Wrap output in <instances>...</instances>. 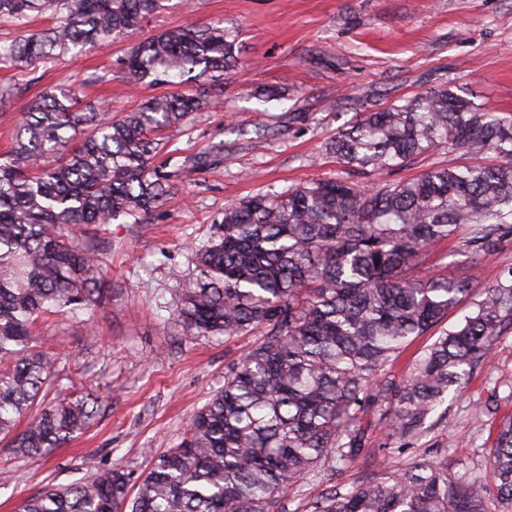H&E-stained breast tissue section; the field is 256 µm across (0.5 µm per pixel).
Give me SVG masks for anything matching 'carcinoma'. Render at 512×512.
<instances>
[{"label":"carcinoma","instance_id":"cac0c4a2","mask_svg":"<svg viewBox=\"0 0 512 512\" xmlns=\"http://www.w3.org/2000/svg\"><path fill=\"white\" fill-rule=\"evenodd\" d=\"M166 0H0V26L26 31L0 40V85L12 96L35 64L87 47L106 48L164 9ZM236 35L221 21L161 32L122 59L143 87L220 80L236 67ZM81 89L35 98L0 154V441L15 455H46L91 425L98 402L46 400L55 358L35 345L46 315L78 318L107 292L94 251L70 241V224H141L173 198L172 174L154 161L163 131L204 111L190 90L159 94L114 118L79 106ZM441 149L495 162L435 167L367 188L330 178L249 196L224 209L221 233L195 249L179 281L174 321L197 337L266 329L228 363L224 386L193 416L180 443L137 481L111 468L89 481L47 485L17 512H274L318 461L345 465L371 452L361 411L388 397L391 430L409 436L489 360L512 326V269L414 359L400 385L381 372L470 292L444 267L411 270L439 243L468 230L466 246L494 254L512 237V115L453 90L429 88L371 112L326 143L347 167L377 174ZM38 412L21 431L22 417ZM490 482L460 483L422 460L311 512H512V418L496 430ZM136 493H131V488Z\"/></svg>","mask_w":512,"mask_h":512}]
</instances>
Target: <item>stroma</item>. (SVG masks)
I'll list each match as a JSON object with an SVG mask.
<instances>
[{
    "mask_svg": "<svg viewBox=\"0 0 512 512\" xmlns=\"http://www.w3.org/2000/svg\"><path fill=\"white\" fill-rule=\"evenodd\" d=\"M217 20L237 37V65L223 82L202 84L210 111L168 131L158 161L177 173L185 157L217 143L224 156L190 176L177 173L173 199L144 223H115L100 232L70 228L102 261L107 298L90 319L49 315L35 334L57 356L56 392L89 394L102 407L84 434L50 454L17 458L0 442V470L11 475L0 484V512H14L49 483L66 486L113 466L143 473L152 454L175 447L193 414L223 387L227 363L258 342L254 333L188 336L170 315L178 295L171 269L193 274L194 251L218 235L225 207L316 179L372 186L468 163L461 153L438 151L380 177L324 151L357 113L431 87L449 83L475 103L512 113V0H189L185 6L170 0L167 10L108 48L31 69L26 88L0 103V152L30 102L51 87L81 85L85 102L115 115L135 108L153 91L122 81L125 54L162 30ZM105 73L112 82L102 81ZM271 90L277 99H268ZM446 263L478 300L512 267V241L482 258L455 238L418 269L433 272ZM390 409L384 401L359 415L375 456L341 469L318 463L282 501V512H311L326 492H347L420 459L456 478H485L496 429L512 417V326L462 394L439 406L416 435L392 434Z\"/></svg>",
    "mask_w": 512,
    "mask_h": 512,
    "instance_id": "1",
    "label": "stroma"
}]
</instances>
